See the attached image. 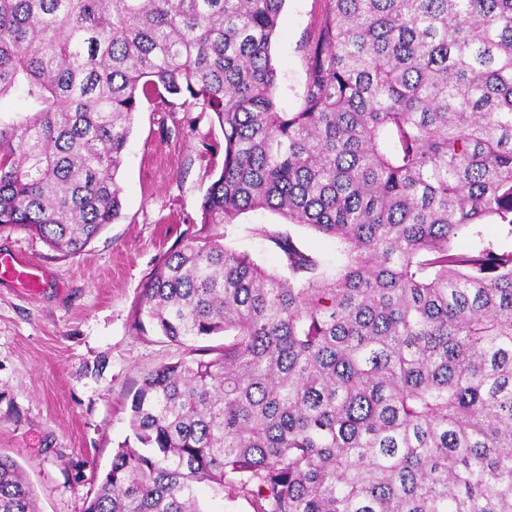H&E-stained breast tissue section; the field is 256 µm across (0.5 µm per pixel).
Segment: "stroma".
Returning <instances> with one entry per match:
<instances>
[{
	"label": "stroma",
	"mask_w": 512,
	"mask_h": 512,
	"mask_svg": "<svg viewBox=\"0 0 512 512\" xmlns=\"http://www.w3.org/2000/svg\"><path fill=\"white\" fill-rule=\"evenodd\" d=\"M324 0H285L272 57L281 108L296 110L307 81L305 41L321 25ZM224 163L216 116L180 99L142 101L122 158L123 209L77 256L64 258L37 235L0 230V250L43 266L48 281L33 295L0 282V454L26 472L40 512H84L112 454L130 434V404L144 373L190 348L140 327L142 290L164 254L212 232L200 205ZM279 216L250 212L227 225L224 242L268 270L283 271L280 252L255 227ZM331 277L346 262L335 239L300 224L286 226ZM512 248V227L487 220L453 241L460 252ZM203 512H256L249 491L214 495L197 484Z\"/></svg>",
	"instance_id": "1"
}]
</instances>
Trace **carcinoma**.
I'll list each match as a JSON object with an SVG mask.
<instances>
[{"instance_id": "obj_1", "label": "carcinoma", "mask_w": 512, "mask_h": 512, "mask_svg": "<svg viewBox=\"0 0 512 512\" xmlns=\"http://www.w3.org/2000/svg\"><path fill=\"white\" fill-rule=\"evenodd\" d=\"M285 0H0V229L64 257L121 217L141 99L224 131L203 224L267 210L337 239L326 279L291 235L270 272L213 233L167 253L138 322L208 357L143 376L131 435L84 512H204L195 484L257 512H512V0H325L301 104L271 48ZM0 512H38L0 455ZM489 219L485 224H474L461 230L453 241V247L460 252H469L492 244L494 247L511 249L512 234L507 224H495Z\"/></svg>"}]
</instances>
